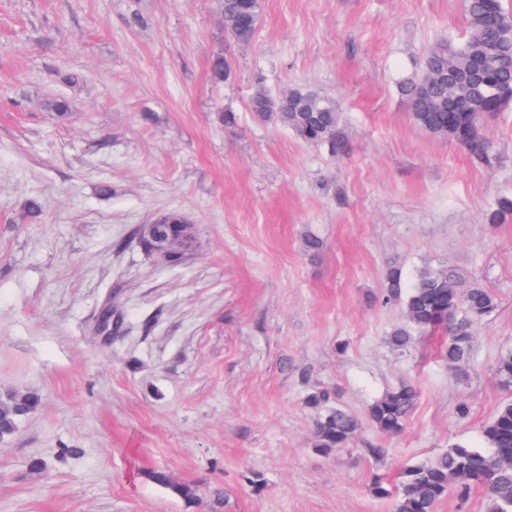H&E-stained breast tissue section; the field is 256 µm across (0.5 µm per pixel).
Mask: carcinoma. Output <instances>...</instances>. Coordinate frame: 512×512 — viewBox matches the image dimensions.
<instances>
[{
  "label": "carcinoma",
  "mask_w": 512,
  "mask_h": 512,
  "mask_svg": "<svg viewBox=\"0 0 512 512\" xmlns=\"http://www.w3.org/2000/svg\"><path fill=\"white\" fill-rule=\"evenodd\" d=\"M466 11L468 32L463 42L437 44L421 72L401 82L399 88L416 125L484 159L489 149L484 120L494 113L490 102L498 89L504 84L512 85V55L501 47L485 45L483 0H466ZM220 14L224 34L237 43H248L260 19V0H220ZM229 72L224 54H213L212 82L223 83ZM450 81L464 95L458 112L448 111ZM250 109L258 120L275 121L307 144L325 146L335 155L347 150L338 129L336 108L312 90L298 87L275 97L260 82L252 94ZM157 223L162 233L183 251L194 249L196 229L186 216L167 212ZM392 299L400 301L409 324L407 328L393 329L392 345L398 349L407 347L412 328L441 329L448 335V363L465 376L472 356L473 327L496 309L495 295L480 283L466 282L450 266L425 264L407 287L401 282L400 272L389 273L386 300ZM496 375L503 388L512 389V351L499 357ZM417 398L416 385L402 382L369 406L368 421L382 436L397 437L404 431ZM329 400L326 391L308 397V405L318 411L313 425L314 446L325 452L347 447L362 427L355 414L339 405L328 406ZM41 404V396L35 390L0 395V442L11 439ZM481 441L479 446L455 442L434 459L406 467L394 487L374 481L371 492L377 498L392 500L393 512H436L448 491L464 495L480 486L487 499L486 512H512V401L501 406L482 427ZM147 478L188 503L197 497L194 486L172 482L163 470L153 469Z\"/></svg>",
  "instance_id": "1"
}]
</instances>
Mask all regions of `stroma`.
Listing matches in <instances>:
<instances>
[{
	"mask_svg": "<svg viewBox=\"0 0 512 512\" xmlns=\"http://www.w3.org/2000/svg\"><path fill=\"white\" fill-rule=\"evenodd\" d=\"M467 30L463 0H261L246 45L225 37L218 0H0V393L42 397L0 443V512H392L375 479L479 442L512 401L496 378L512 213L488 220L512 199V107L486 122L485 163L418 127L399 93ZM260 80L329 99L346 153L257 122ZM55 94L68 118L47 110ZM171 210L198 232L175 266L137 238ZM427 263L497 299L463 382L443 331L390 342L405 318L383 300L387 273L408 283ZM107 303L123 324L105 341ZM404 381L419 396L400 436L364 420L348 447L315 448L311 393L364 419ZM146 476L153 484L170 490L188 503L194 502L197 497L196 488L193 485L174 483L163 470L153 469Z\"/></svg>",
	"mask_w": 512,
	"mask_h": 512,
	"instance_id": "stroma-1",
	"label": "stroma"
}]
</instances>
